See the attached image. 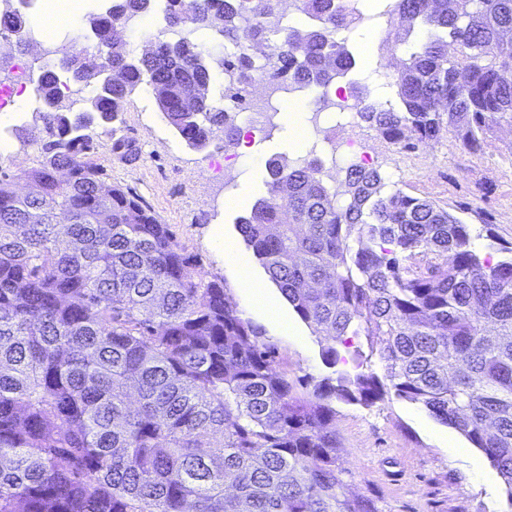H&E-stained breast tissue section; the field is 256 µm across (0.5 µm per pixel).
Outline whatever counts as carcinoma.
Listing matches in <instances>:
<instances>
[{"label":"carcinoma","instance_id":"obj_1","mask_svg":"<svg viewBox=\"0 0 512 512\" xmlns=\"http://www.w3.org/2000/svg\"><path fill=\"white\" fill-rule=\"evenodd\" d=\"M295 2L318 23L289 29L261 70L288 94L321 89L327 109L353 66L336 39L346 17L336 0ZM280 3L167 0L176 37L137 58L116 45L151 0H111L88 23H114L112 37L93 54L61 49L60 70L39 75L41 160L25 174L40 193L0 178V512H379L347 491L331 421L338 401L392 395L479 449L512 501V246L489 244L496 263L481 257L470 225L386 191L377 168L348 167L338 206L315 150L268 160L267 196L237 224L297 315L330 340L331 373L298 393L223 283L193 275L168 226L91 163L97 131L143 83L188 146L219 133L234 145L236 116L207 99L188 106L210 82L197 33L238 47L223 65L225 95L238 98L254 70L246 46L279 23ZM386 14L395 43L417 26L427 38L388 83L400 107L366 103L362 123L406 149L445 129L471 153L492 125L512 124V0H397ZM3 39L0 66L34 31L7 10ZM62 72L94 90L77 110Z\"/></svg>","mask_w":512,"mask_h":512}]
</instances>
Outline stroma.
<instances>
[{
    "label": "stroma",
    "instance_id": "35a3bbf8",
    "mask_svg": "<svg viewBox=\"0 0 512 512\" xmlns=\"http://www.w3.org/2000/svg\"><path fill=\"white\" fill-rule=\"evenodd\" d=\"M50 4L74 12L77 29L89 35L87 14L97 9L96 0H10L8 7L35 26ZM389 30L387 16L381 15L338 32V40L355 61L340 86L365 90L372 102L387 99V77L398 72L421 41L414 32L407 43L394 44ZM20 110L17 121L11 113L0 112V126L12 122L28 133L27 139H14L10 152L0 153V172L10 176L16 192L24 193L31 189L24 172L38 164L42 123L30 103H22ZM363 133L365 149L388 190L430 200L461 218L474 234L475 247H484L491 235L512 243V125L493 126L477 154L465 151L448 134L406 150L373 128H364ZM117 139L136 143L137 157L125 160L114 152ZM291 139L292 129L282 121L253 145H235L239 158L232 169L237 184L232 194L241 203L225 206L229 193L224 172L210 165L224 154L220 142L204 151L189 147L163 118L151 88L144 85L127 98L111 133L98 136L93 160L106 181L140 198L168 225L190 259L191 272L223 282L243 317L260 325L276 347L279 368L299 385L326 375L321 348L327 339L312 333L294 312L245 245L236 224L266 194L267 161H292L309 150V143L297 148ZM215 227L223 233V246L211 240ZM246 272L278 305L288 327H281V321L254 303L251 289L242 282ZM332 426L340 461L348 471V491L374 499L380 512H512V498L484 455L420 405L393 396L370 408L340 402Z\"/></svg>",
    "mask_w": 512,
    "mask_h": 512
}]
</instances>
